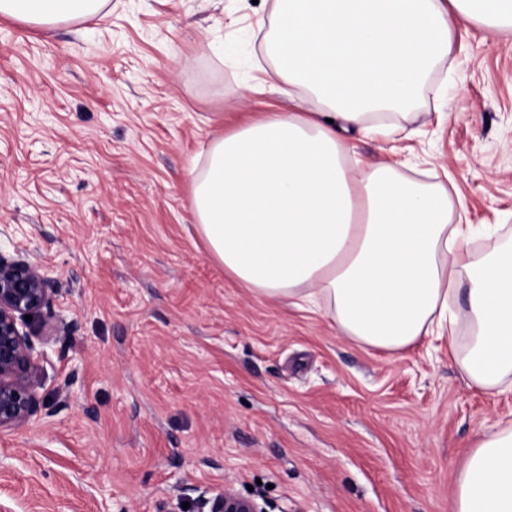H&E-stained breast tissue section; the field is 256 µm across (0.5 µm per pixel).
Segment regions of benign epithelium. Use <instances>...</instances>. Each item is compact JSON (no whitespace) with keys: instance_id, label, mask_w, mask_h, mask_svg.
<instances>
[{"instance_id":"benign-epithelium-1","label":"benign epithelium","mask_w":512,"mask_h":512,"mask_svg":"<svg viewBox=\"0 0 512 512\" xmlns=\"http://www.w3.org/2000/svg\"><path fill=\"white\" fill-rule=\"evenodd\" d=\"M59 294L56 280L41 260L26 249L0 253V433L19 431L41 415L37 389L45 353L37 350L25 316L53 317ZM210 512H265L256 499L224 484L212 500Z\"/></svg>"}]
</instances>
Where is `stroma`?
<instances>
[{"label": "stroma", "instance_id": "stroma-1", "mask_svg": "<svg viewBox=\"0 0 512 512\" xmlns=\"http://www.w3.org/2000/svg\"><path fill=\"white\" fill-rule=\"evenodd\" d=\"M272 0H109L52 27L0 18V253L55 278L45 415L0 435V512H454L453 478L512 394L469 388L447 340L391 356L257 299L194 228L213 139L288 102L262 81ZM223 54H215V47ZM408 131L369 164L444 185L450 221L512 228V44L456 29ZM210 512H266L256 499L240 494L232 484L224 485L212 500Z\"/></svg>", "mask_w": 512, "mask_h": 512}]
</instances>
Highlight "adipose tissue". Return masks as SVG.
<instances>
[{"label": "adipose tissue", "mask_w": 512, "mask_h": 512, "mask_svg": "<svg viewBox=\"0 0 512 512\" xmlns=\"http://www.w3.org/2000/svg\"><path fill=\"white\" fill-rule=\"evenodd\" d=\"M107 2L0 0V16L52 26ZM272 18L266 80L316 108L267 112L212 142L191 182L208 255L252 296L324 314L390 355L447 336L468 387L512 394V240L492 235L473 258L444 188L389 163L352 167L347 146L413 119L456 27L511 38L512 0H272ZM453 496L455 512H512V420L468 447Z\"/></svg>", "instance_id": "ef3b65f1"}]
</instances>
